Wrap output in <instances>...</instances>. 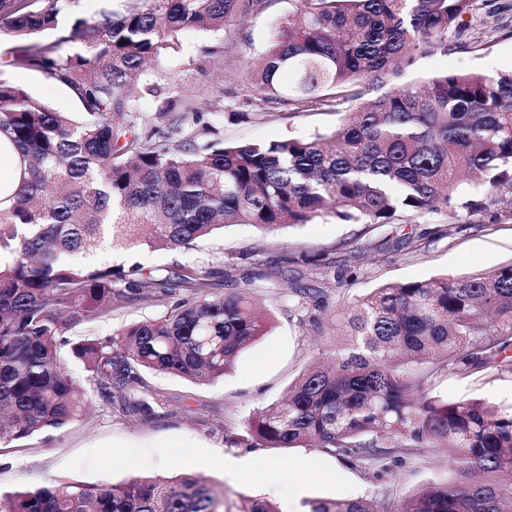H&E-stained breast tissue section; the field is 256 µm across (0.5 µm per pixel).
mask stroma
Returning <instances> with one entry per match:
<instances>
[{
  "label": "stroma",
  "instance_id": "obj_1",
  "mask_svg": "<svg viewBox=\"0 0 512 512\" xmlns=\"http://www.w3.org/2000/svg\"><path fill=\"white\" fill-rule=\"evenodd\" d=\"M295 7V0H271L245 27H225V69L236 68L263 52L279 23ZM468 22L479 48L420 59L416 74L512 72V0H485ZM147 72H176L191 86L204 82L223 85L224 110L212 121L228 142L329 133L349 110L348 105L336 104L296 112L274 101L255 112L247 102L246 90L222 83L219 74L202 76L187 68L179 70L170 60L149 66ZM6 77L54 111L79 110L69 90L39 72L18 67L7 71ZM398 240L403 241V248H395ZM319 252L335 260L336 273L343 282L325 287L324 299L313 296L307 304L312 307L321 301L327 311H337L384 283L426 280L446 273L467 276L512 262V214L496 205L472 214L462 211L401 217L377 226L321 219L271 234L238 224L225 228L223 234L200 239L185 253L114 250L111 258L117 264L137 263L147 269L173 272L192 265L212 272L213 288L224 294L235 293L243 277L263 274L254 301L269 315L268 333L242 352L223 378L211 383L194 384L175 376L144 373L147 387L167 400L163 417H126L98 399L79 422L1 446L0 493L57 482L118 484L140 474L160 478L189 474L223 486L224 501L230 507L254 498L267 501L276 512H304L310 500H397L425 483L451 477L453 466L447 452L436 448L415 449L387 473L352 468L318 448L251 450L229 445V438L241 434L244 423L258 408L280 399L302 370L334 344L330 330L318 331L302 322L284 289L273 287L270 280L275 272L292 278L290 257ZM228 268L233 271L229 278L223 275ZM188 293V288L180 286L169 295L131 300L113 308L97 323L71 325L67 336L109 338L124 325L160 315ZM428 390L448 401L473 396L507 406L512 404V374L494 369L471 378L441 373L432 377ZM217 455L262 460L277 465L279 472L270 481L236 480L212 466L211 460Z\"/></svg>",
  "mask_w": 512,
  "mask_h": 512
}]
</instances>
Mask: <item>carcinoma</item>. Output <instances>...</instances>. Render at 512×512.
<instances>
[{"label": "carcinoma", "instance_id": "cac0c4a2", "mask_svg": "<svg viewBox=\"0 0 512 512\" xmlns=\"http://www.w3.org/2000/svg\"><path fill=\"white\" fill-rule=\"evenodd\" d=\"M77 0H0V36L34 39L0 54V139L20 180L0 198V445L82 417L93 395L126 416L164 412L145 372L212 382L266 334L244 289L224 295L194 266V291L161 316L106 340L65 337L109 307L171 289L170 275L94 259L104 242L183 252L232 224L262 230L308 224H390L400 214L512 209V73L444 72L402 79L418 58L471 42L464 17L479 0H297L259 62L225 72L255 107L282 101L307 112L355 108L331 135L268 143L215 137L223 86L211 106L172 75L144 66L177 58L187 31L244 26L269 0H102L101 19ZM67 43L72 52L62 55ZM224 72V42L188 61ZM24 67L69 89L73 119L2 77ZM380 95L373 91L384 86ZM150 103L154 115L143 114ZM331 278L324 254L292 258ZM339 343L282 402L244 424L246 448H322L362 470L389 469L414 448H446L456 477L428 483L391 507L370 499L313 500L310 512H512V408L452 402L425 387L439 372H512V262L490 273L386 283L332 315ZM84 365L88 389L61 357ZM0 512H224V492L184 475L120 484L59 482L5 497Z\"/></svg>", "mask_w": 512, "mask_h": 512}]
</instances>
